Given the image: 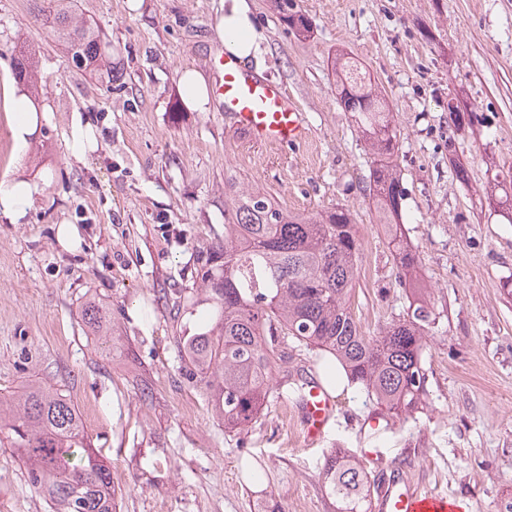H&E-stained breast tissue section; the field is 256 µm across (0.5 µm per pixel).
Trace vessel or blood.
Returning <instances> with one entry per match:
<instances>
[{"label": "vessel or blood", "mask_w": 512, "mask_h": 512, "mask_svg": "<svg viewBox=\"0 0 512 512\" xmlns=\"http://www.w3.org/2000/svg\"><path fill=\"white\" fill-rule=\"evenodd\" d=\"M223 78L216 93L224 101L240 127L254 141L268 145L304 141L307 127L299 109L290 102L282 84L255 76L232 59L221 57ZM306 440L318 442L336 415V401L319 381L311 380L306 395L299 401ZM380 512H458V503L443 493L421 488L409 472L391 479L379 503Z\"/></svg>", "instance_id": "vessel-or-blood-1"}]
</instances>
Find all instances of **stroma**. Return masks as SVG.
I'll list each match as a JSON object with an SVG mask.
<instances>
[{
	"instance_id": "obj_1",
	"label": "stroma",
	"mask_w": 512,
	"mask_h": 512,
	"mask_svg": "<svg viewBox=\"0 0 512 512\" xmlns=\"http://www.w3.org/2000/svg\"><path fill=\"white\" fill-rule=\"evenodd\" d=\"M312 22L293 32L250 0L261 74L300 108L305 142L255 143L221 99L187 102L183 70L222 78L219 0H75L112 60L91 78L40 22L31 0H0V180L35 189L22 219L0 212V404L42 381L65 389L110 463L117 512H338L323 475L331 451H384L382 479L409 467L415 483L500 512L512 499V224L478 201L489 164L512 169V0H295ZM31 45L44 82L25 150L13 137L11 46ZM361 62L390 101L401 132L397 169L408 196L406 234L434 292L438 318L423 359L426 406L387 424L360 384L337 388L336 416L308 445L292 379L320 377L325 355L286 340L273 396L243 430L225 429L188 376L181 336L208 325L199 256L224 237V183L262 188L291 212L342 205L362 239L352 310L374 335L408 292L363 187L370 158L338 95L332 58ZM459 94L481 118L448 125ZM94 149L75 153L74 124ZM456 139L469 186L453 177ZM79 242L63 247L59 225ZM95 297L109 337L87 335ZM0 512H47L11 448L0 447Z\"/></svg>"
}]
</instances>
